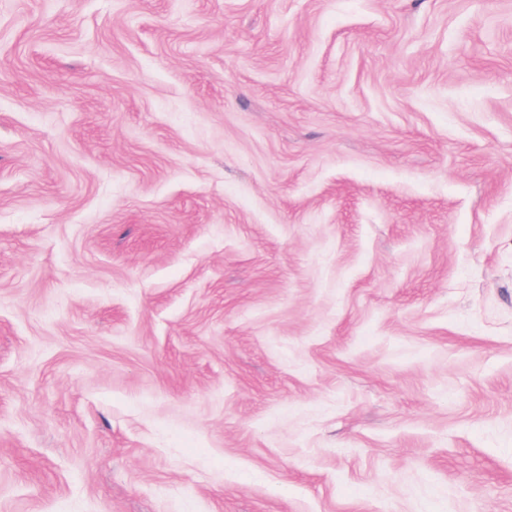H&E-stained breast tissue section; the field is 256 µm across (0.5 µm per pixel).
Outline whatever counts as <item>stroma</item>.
<instances>
[{
	"label": "stroma",
	"instance_id": "1",
	"mask_svg": "<svg viewBox=\"0 0 512 512\" xmlns=\"http://www.w3.org/2000/svg\"><path fill=\"white\" fill-rule=\"evenodd\" d=\"M0 512H512V0H0Z\"/></svg>",
	"mask_w": 512,
	"mask_h": 512
}]
</instances>
